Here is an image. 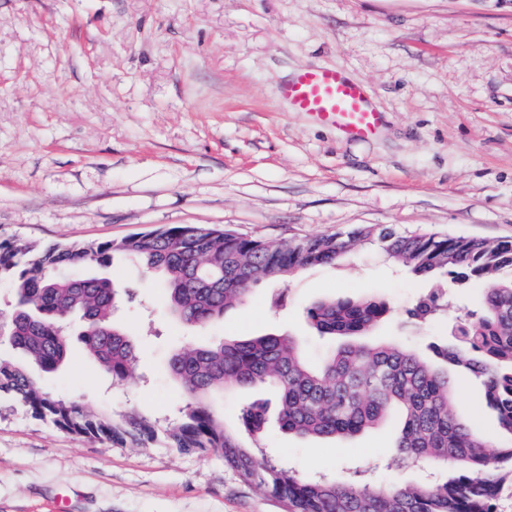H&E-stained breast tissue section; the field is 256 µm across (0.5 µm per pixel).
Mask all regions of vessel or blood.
Returning <instances> with one entry per match:
<instances>
[{
    "instance_id": "1",
    "label": "vessel or blood",
    "mask_w": 512,
    "mask_h": 512,
    "mask_svg": "<svg viewBox=\"0 0 512 512\" xmlns=\"http://www.w3.org/2000/svg\"><path fill=\"white\" fill-rule=\"evenodd\" d=\"M279 93L292 111L335 127L354 141L373 137L381 126V114L371 104L364 85L330 66L298 72L280 87Z\"/></svg>"
}]
</instances>
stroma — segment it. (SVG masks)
Segmentation results:
<instances>
[{"mask_svg": "<svg viewBox=\"0 0 512 512\" xmlns=\"http://www.w3.org/2000/svg\"><path fill=\"white\" fill-rule=\"evenodd\" d=\"M314 65L366 86L383 113L376 137L349 141L290 111L279 87ZM175 224L267 242L359 225L512 240V0H0V240H118ZM106 273L128 290L115 322L143 344L129 381L113 385L76 344L40 382L116 413L178 407L167 361L184 344L289 333L321 358L332 343L305 315L318 299L385 298L375 338L419 351L480 305L478 290H455L447 316L411 323L429 281L369 244L288 286H256L202 331L166 313L162 281L137 265L117 258ZM457 394L462 417L498 441L479 381L458 375ZM256 400L276 416L265 388L213 406L236 431ZM396 431L316 441L272 422L265 445L303 476L426 480L386 462ZM60 498L67 512H283L217 453L118 448L0 404V512H53Z\"/></svg>", "mask_w": 512, "mask_h": 512, "instance_id": "obj_1", "label": "stroma"}]
</instances>
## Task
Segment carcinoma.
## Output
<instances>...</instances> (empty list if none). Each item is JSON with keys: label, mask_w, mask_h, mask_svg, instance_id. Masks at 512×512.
<instances>
[{"label": "carcinoma", "mask_w": 512, "mask_h": 512, "mask_svg": "<svg viewBox=\"0 0 512 512\" xmlns=\"http://www.w3.org/2000/svg\"><path fill=\"white\" fill-rule=\"evenodd\" d=\"M374 240L387 259L419 277L445 275L458 288L482 290L481 309L467 312L446 339L432 343L431 359L393 341L343 342L313 363L297 337L273 333L187 346L168 364L184 396L173 418L136 409L116 414L66 399L43 389L32 371L35 366L52 372L68 360L77 316L85 352L112 381L128 379L139 350L112 322L124 286L88 273L116 254L162 277L169 311L202 330L243 304L259 283L285 287L298 269L334 265L357 245ZM0 282L10 288L18 312L6 340L24 357L0 356V398L60 430L120 448L162 437L183 453L218 452L226 469L265 488L284 512H496L499 489L512 480V241L362 225L347 233L265 243L231 229L178 224L106 242L1 241ZM447 310L446 291L433 288L407 316L424 324ZM389 312V303L375 297L326 298L306 308L310 327L330 337L363 336ZM438 360L480 381L484 406L506 441L486 440L458 416L454 381ZM257 386L275 392L280 430L305 439H352L396 410L402 426L390 458L402 468L434 469L439 477L385 487L359 474L343 481L309 478L261 463L211 406L212 398L229 387ZM240 422L253 441H260L266 431L264 406L243 408Z\"/></svg>", "instance_id": "cac0c4a2"}]
</instances>
